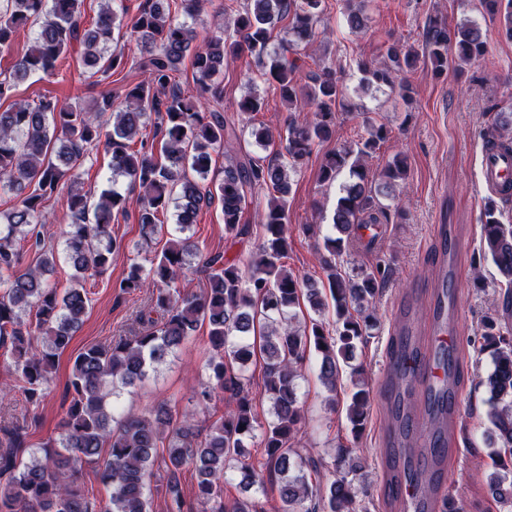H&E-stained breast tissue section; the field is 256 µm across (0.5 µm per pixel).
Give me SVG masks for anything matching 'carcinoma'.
<instances>
[{
    "mask_svg": "<svg viewBox=\"0 0 512 512\" xmlns=\"http://www.w3.org/2000/svg\"><path fill=\"white\" fill-rule=\"evenodd\" d=\"M488 14L503 20L512 38V0H480ZM84 0H0V52L10 49L19 29H35L32 44L18 59L9 76L0 79V101L12 100L0 112V189L20 197L11 210L0 213V347L8 348L14 374L28 409L44 400L56 359L68 347L82 323L90 298L85 274L102 273L112 265L120 245L112 238V216L127 211L129 194L115 188L94 198L85 191L73 170L100 142H105L112 172L130 179L142 190L138 224L147 238L164 232L161 215L176 209L177 235L148 259L149 266L133 263L119 288L134 293L151 281L148 310L142 325L129 336L86 347L74 359L68 389L71 400L60 422V434L33 450L26 445L28 417L11 416L0 424V512H150L153 492L164 494L167 512H184L186 501L177 473L191 466L197 473L198 512H267L257 498H230L224 493L228 471L237 473L245 489H265L276 483L283 512H316L306 502L319 500L325 512H353V494L343 478H328L324 485L309 481L310 459L298 448L303 421L296 380L305 354L320 358V377L330 390L348 363L357 343L368 335L375 317L369 310L383 287L388 270L379 264L361 267L353 277L338 269L336 259L348 250L354 226L389 221L379 205L380 188L391 189L408 174L407 158H389L373 184L363 159L376 153L389 137L382 124H369L367 136L355 147L326 156L320 182L332 183L344 168L350 182L337 199L332 218L334 234L324 237L321 262L326 280L299 279L286 268L288 254L287 170L299 168L320 143L336 132L338 110L344 107L343 84L331 67L308 75L299 91L296 73L303 50L314 41L318 26L328 22L325 0H246L243 9L224 5L234 14L232 35L197 39L196 32L171 16L163 0H143L138 12L123 23L125 12L102 6L90 28L81 27ZM288 21L294 40L289 52L277 53L269 44L279 23ZM129 28L140 47L137 65L144 79L130 85L119 105L103 95L91 107H63L47 96L35 104L16 101L17 81L34 74L57 75L58 61L73 44L83 47V63L90 76L105 79L121 74L129 65L123 52L110 49L115 33ZM488 53L478 27H454L431 17L425 29V54L392 44L380 66L359 64L361 88L399 85L402 99L413 100L406 75L420 61L441 77L453 65L457 74ZM196 70V86L183 90L174 72L186 56ZM244 55L260 66V78L288 103L292 112L279 135L283 149L265 156L246 154L224 167L220 182L207 181L215 156L224 142L237 137L236 123L217 109L205 112L202 102L220 103L224 89L215 78L224 61ZM263 99L249 94L237 103V112L253 121ZM112 116V130L104 117ZM155 119L160 150L145 140L137 149L134 138ZM508 133L487 139L486 146L512 151V120L502 125ZM66 190L65 259L74 269V286L60 293L44 278L57 262L54 247L43 233L45 202ZM267 192L263 218L264 240L246 266L222 252L202 254L184 232L196 223L199 209L217 203L230 238L249 233L242 222L248 192ZM512 194L500 198L509 203ZM498 202V203H500ZM498 203L485 208L482 225L484 254L491 258L510 291L503 308L512 311V224L501 222ZM25 241L39 254V262L24 272L18 243ZM188 270L204 274L201 293L176 287ZM305 303L316 313L332 306L334 329L322 320L300 330L293 326L295 309ZM157 318H152V315ZM210 326L213 356L208 369L212 383L196 393L197 401L212 400L215 389L231 404L218 418L201 425L192 413L175 416L164 404L141 415L115 417L110 398L121 388L142 381L164 355L187 341L199 322ZM481 349L491 355L487 376L490 430L499 442L490 478L491 495L512 503V337L488 319L481 334ZM264 362V396L270 401L273 421L264 428L261 448L265 462L255 464L246 441L261 428L254 399L246 390L248 363ZM363 369L351 368L353 390L346 408L351 433H362L368 417L369 390ZM98 466L100 481L111 489L107 499L88 496L78 478V465Z\"/></svg>",
    "mask_w": 512,
    "mask_h": 512,
    "instance_id": "cac0c4a2",
    "label": "carcinoma"
}]
</instances>
